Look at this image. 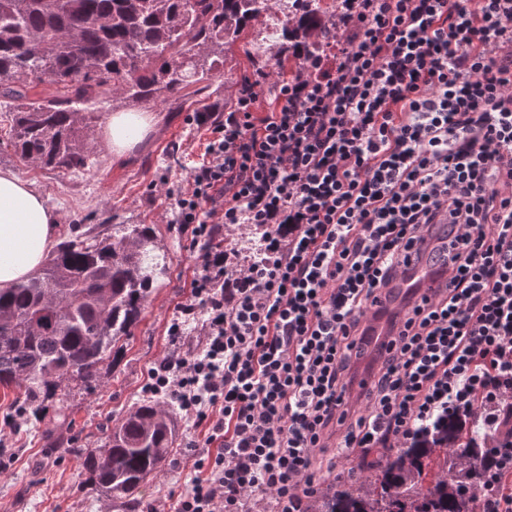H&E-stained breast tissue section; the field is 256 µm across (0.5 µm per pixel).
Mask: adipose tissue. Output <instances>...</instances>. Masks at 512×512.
<instances>
[{
	"instance_id": "1",
	"label": "adipose tissue",
	"mask_w": 512,
	"mask_h": 512,
	"mask_svg": "<svg viewBox=\"0 0 512 512\" xmlns=\"http://www.w3.org/2000/svg\"><path fill=\"white\" fill-rule=\"evenodd\" d=\"M155 118L146 112H115L104 124L113 155L131 152ZM58 234L57 217L25 181L0 172V289L12 287L42 264Z\"/></svg>"
}]
</instances>
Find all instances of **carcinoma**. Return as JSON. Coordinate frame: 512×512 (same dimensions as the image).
<instances>
[{
    "label": "carcinoma",
    "instance_id": "cac0c4a2",
    "mask_svg": "<svg viewBox=\"0 0 512 512\" xmlns=\"http://www.w3.org/2000/svg\"><path fill=\"white\" fill-rule=\"evenodd\" d=\"M278 0H0V98L15 103L8 136L15 157L43 169L95 163L98 116L85 104L108 93L135 102L202 94L205 76L248 38ZM293 0L269 59L284 70L335 37L341 0ZM196 57L192 67L184 59ZM55 86L50 99L37 84ZM164 245L152 224L72 227L38 270L0 290V389L11 406L41 415L64 382L90 387L123 349L158 278ZM512 441L499 428L448 419L430 441L386 452L334 480L308 512H473L490 449ZM176 429L160 403L143 402L113 424L104 447L85 452L86 481L121 505L172 454Z\"/></svg>",
    "mask_w": 512,
    "mask_h": 512
}]
</instances>
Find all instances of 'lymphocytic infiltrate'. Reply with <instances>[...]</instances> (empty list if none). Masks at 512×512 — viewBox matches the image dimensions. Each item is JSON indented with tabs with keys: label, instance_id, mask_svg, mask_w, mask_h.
<instances>
[{
	"label": "lymphocytic infiltrate",
	"instance_id": "1",
	"mask_svg": "<svg viewBox=\"0 0 512 512\" xmlns=\"http://www.w3.org/2000/svg\"><path fill=\"white\" fill-rule=\"evenodd\" d=\"M346 2L335 68L305 56L261 114L269 74L245 80L223 119L198 116L206 152L168 191L194 279L143 391L205 429L172 512H305L337 463L512 416V0ZM241 224L259 256L205 249ZM444 240L448 284L391 314L357 379L379 293ZM507 475L512 455L475 512H512Z\"/></svg>",
	"mask_w": 512,
	"mask_h": 512
}]
</instances>
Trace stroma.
<instances>
[{"label": "stroma", "instance_id": "stroma-1", "mask_svg": "<svg viewBox=\"0 0 512 512\" xmlns=\"http://www.w3.org/2000/svg\"><path fill=\"white\" fill-rule=\"evenodd\" d=\"M252 41L233 45L223 73L207 82L205 91L215 113L233 101L238 85L254 77L249 54ZM99 118L114 112H149L156 123L131 153L113 156L103 137H95V165L80 173L43 170L20 162L8 144L0 145V171L26 180L54 210L61 226L71 224L155 225L167 256L168 272L151 293L141 318L113 363L104 365L95 388L76 383L63 385L58 397L68 407L70 421L56 425L52 413L27 418L16 430L8 425L14 416L12 392L0 391V429L7 432V454L0 457V512H165L189 488L195 474L193 440L201 430L193 420L175 414L177 450L161 472L142 487V501L134 507L116 506L85 482L80 449L105 442L108 429L144 397L147 370L171 350L167 323L174 308L189 291L194 253L173 227V202L168 186L185 179L187 170L205 153L209 134L193 121V106L182 95L167 102H130L119 96L88 105ZM76 437V448H52L49 430Z\"/></svg>", "mask_w": 512, "mask_h": 512}]
</instances>
